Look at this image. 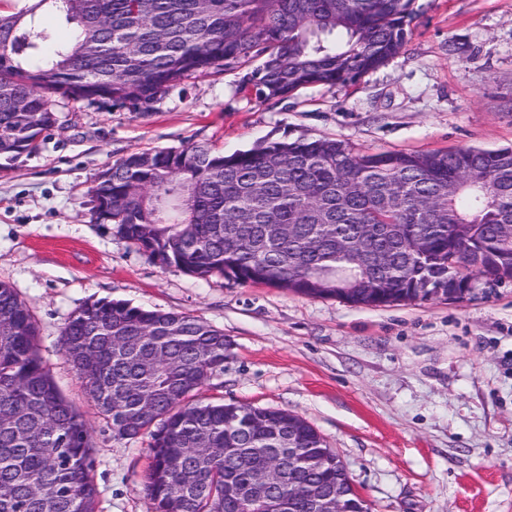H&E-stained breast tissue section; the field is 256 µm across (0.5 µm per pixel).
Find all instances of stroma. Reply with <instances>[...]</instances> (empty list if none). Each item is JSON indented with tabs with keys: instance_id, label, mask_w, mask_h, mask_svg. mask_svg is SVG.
Masks as SVG:
<instances>
[{
	"instance_id": "stroma-1",
	"label": "stroma",
	"mask_w": 512,
	"mask_h": 512,
	"mask_svg": "<svg viewBox=\"0 0 512 512\" xmlns=\"http://www.w3.org/2000/svg\"><path fill=\"white\" fill-rule=\"evenodd\" d=\"M401 53L357 84L261 103L234 72L189 77L132 112L53 95L40 150L0 170V282L30 304L40 354L91 426L98 512H154L148 441L114 439L60 347L87 302L191 315L224 332L205 401L305 418L370 512H512V282L462 301L353 306L161 267L97 222L88 188L125 155L331 136L361 152L512 146V0H415Z\"/></svg>"
}]
</instances>
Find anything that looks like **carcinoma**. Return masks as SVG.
Here are the masks:
<instances>
[{
  "label": "carcinoma",
  "instance_id": "cac0c4a2",
  "mask_svg": "<svg viewBox=\"0 0 512 512\" xmlns=\"http://www.w3.org/2000/svg\"><path fill=\"white\" fill-rule=\"evenodd\" d=\"M57 13L65 40L40 16ZM414 0H28L0 10V161L36 152L58 123L57 93L140 112L195 74L232 71L261 102L354 84L399 54ZM107 223L162 267L359 305L426 301L457 276L512 280V147L362 153L327 136L269 140L229 155L188 142L131 153L89 187ZM368 262L350 265V250ZM0 512H97L96 449L38 351L30 306L0 282ZM63 354L117 440L149 439L144 490L155 512H226L268 494V512H313L288 483L343 488L348 472L301 416L196 392L224 368V332L185 313L85 304ZM332 456L314 470L293 449Z\"/></svg>",
  "mask_w": 512,
  "mask_h": 512
}]
</instances>
